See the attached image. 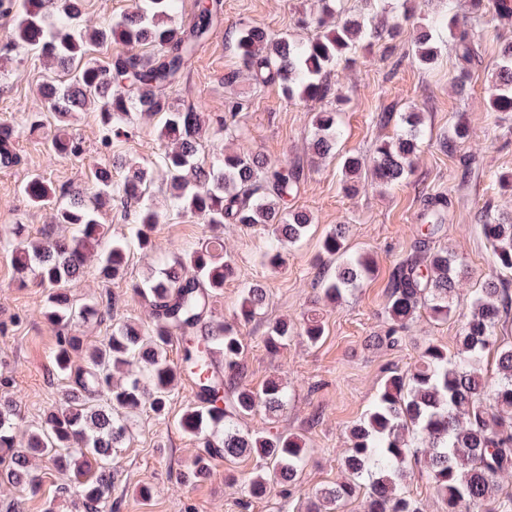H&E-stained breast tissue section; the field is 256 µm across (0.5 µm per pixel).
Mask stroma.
I'll return each mask as SVG.
<instances>
[{"label": "stroma", "mask_w": 512, "mask_h": 512, "mask_svg": "<svg viewBox=\"0 0 512 512\" xmlns=\"http://www.w3.org/2000/svg\"><path fill=\"white\" fill-rule=\"evenodd\" d=\"M444 8V0H415L409 20L402 22L394 39L359 42L349 61L330 75L339 99L291 102L278 87L258 86L241 75L237 48L241 31L260 26L273 33L301 40L311 38L319 14L318 0H222V8L207 40L197 47L189 67L169 91L182 106L205 103L208 112L223 111L227 102H239L237 129L225 135L204 127L199 157L204 164L221 158L224 150L243 149L273 161L301 162L304 177L291 209L310 213L313 222L306 235L284 250V261L271 268L263 261L267 234L259 227L227 224L220 228L224 249L231 256L234 275L225 281L211 303L213 320L235 322L245 285L258 282L267 291L263 309L250 322L239 325L247 349L241 359L245 383L260 387L276 378L288 385V406L277 415L259 410L242 418V431L267 427L304 438L307 463L298 475V492L283 495L272 490L262 500L249 499L244 482L255 462L214 460L207 479L184 484L178 479L191 463L200 443L179 427L183 410L195 395L177 384L166 418L133 414L122 448L109 462L114 477L111 498L100 512H304L305 492L342 480L340 461L348 446V430L372 406L386 376L414 364L426 343L457 350V336L471 312V298L491 270V247L482 234L480 211L512 213V194L496 183L495 174L512 171V113L490 109L485 87L499 59V51L512 40V21H484L473 28L480 57L472 67L466 94H458L452 77L459 67L452 39L438 46L435 63L420 68L409 55L420 28ZM236 83H227L231 72ZM50 74L49 63L36 60L27 48L14 52L0 71V125L18 128L13 166L0 167V376L9 377L10 390L21 401L23 426H40L47 408L58 401L72 382L55 368L52 355L57 330L42 315L46 292L36 283L20 285L11 263V229L21 224L28 236L53 240L67 236L68 227L54 223L48 208L31 207L21 188L38 175L63 189L93 190L88 157L111 163L114 157L133 158L154 165L162 151L157 120L138 118L126 136L104 144L96 105L75 112L71 133L79 138L81 157L50 159L47 143L56 132V120L40 97L39 88ZM333 110L338 114L341 138L335 156L313 160L309 143L314 131L311 115ZM406 112L420 113L423 137L413 173L402 184L384 188L370 175H362L357 195L342 188L341 166L352 152L372 157L376 146L390 139L397 120ZM35 131H28V123ZM465 123L469 136L455 150L443 141L457 123ZM170 190L161 170L153 172L150 195L165 213L153 234L155 249L131 253L124 274L103 282L93 272L68 283L66 292L77 304L109 306L107 321L92 317L73 322L68 331L94 344L107 336L114 324L147 327L150 308L133 291L135 283L157 273L171 244L196 245L212 230L196 217L169 209ZM448 198V222L433 240V248L455 252L469 274L452 296V315L435 320L420 310L395 346L367 345L370 336H382L390 326L386 314L389 276L396 264L418 244L419 215L425 198ZM347 227L348 253H366L376 269L360 288L340 303L326 302L320 282L334 271L321 250L323 239L335 225ZM318 316L325 327L315 345L292 337L285 349L271 353L264 344L269 323L301 321ZM42 476L37 493L8 484L0 485V512H76V483L58 492L60 476L44 461H35ZM150 488L142 499L141 488Z\"/></svg>", "instance_id": "1"}]
</instances>
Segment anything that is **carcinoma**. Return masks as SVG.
<instances>
[{
  "instance_id": "carcinoma-1",
  "label": "carcinoma",
  "mask_w": 512,
  "mask_h": 512,
  "mask_svg": "<svg viewBox=\"0 0 512 512\" xmlns=\"http://www.w3.org/2000/svg\"><path fill=\"white\" fill-rule=\"evenodd\" d=\"M336 2L321 0L317 25L322 32L306 42L276 37L260 27L241 32L237 48L252 80L261 85L279 83L290 101L330 96L331 69L372 29L368 19L346 17L324 31L336 16ZM181 5L182 0H139L135 11L90 30L81 24L82 0H0V13L15 17L12 35L0 42V60L29 47L64 69L77 63L70 83L50 78L40 88L58 122V132L48 143V152L55 158L84 154L82 142L67 132V126L72 113L91 101L98 106L107 143L138 115L162 116L159 139L169 146L158 164L166 172L174 210L199 217L211 227H220L226 220L263 227L270 236L265 257L276 267L283 261L285 246L299 241L311 224L307 213L281 208L297 192L304 168L234 152L224 153L208 168L200 162L198 139L204 113L175 105L167 90L191 63L196 46L210 35L219 2L195 4L196 11L183 28L169 24ZM470 6L476 21L490 13L512 19V0H470ZM441 30L453 36L458 57L469 63L478 57L472 29L457 23L454 0H448V13L421 28L415 39L411 52L416 63L427 67L435 62ZM116 40L129 46L149 44L157 53L118 55L105 65L86 61L90 46ZM487 97L494 111L512 112V42L501 48ZM238 108L226 104L213 120L227 132L235 127ZM313 127V152L325 157L341 136L336 113H315ZM14 137L13 128L0 127V165L17 162L16 154L1 148ZM420 143V113L407 112L396 134L374 151L372 177L387 188L402 182ZM89 164L96 191L88 201L82 192L70 191L69 202L61 204L56 188L39 177L23 187L30 205L53 206L54 222L69 226L70 237L43 241L25 235L21 226L13 232L14 265L48 289L44 314L54 326H66L88 314L100 315L98 307L71 301L61 292L63 285L84 272L92 256L99 279L107 282L119 277L131 252L151 250L152 233L162 220L146 199L150 182L146 165L123 157L108 166L94 160ZM365 166L366 160L359 156L344 158L347 194L357 192V175ZM117 167L125 172L120 182L112 179V169ZM119 199L135 204L134 219L130 236L114 239L99 212ZM420 219L425 226L423 245L392 270L386 305L391 326L387 335L371 337L377 344H398L397 333L422 308L437 320L450 317L451 296L467 274L454 252L428 245L447 222V202L428 199ZM482 221L493 267L460 327L457 352L452 355L429 342L408 370L390 372L372 408L349 430V448L341 461L344 479L307 493L305 512H337L360 496L366 499V512H422L419 503L402 491L413 461L424 464L430 473L441 512H471L494 497L496 476L512 470V345L498 342L502 312L512 302L503 280L504 274L512 273V215L487 208ZM344 238L345 225L338 224L322 245L324 254L339 259L334 274L321 281L324 298L333 303L373 273L369 255H345ZM233 273V261L217 238L196 247L176 246L172 261L158 276L134 286L152 311L146 330L119 324L110 336L91 346L78 336L60 335L53 361L59 372L73 377L74 387L48 409L44 425L29 430L24 448L15 444L17 401L0 398V481L38 491L42 480L28 467L29 457L37 455L57 471L73 474L81 487L84 512H97L112 493L107 465L128 433V411L147 407L157 418L166 416L172 390L186 372L198 382L199 401L183 411L180 427L201 439L202 448L182 477L191 482L205 477L210 460L216 457H254L261 472L246 485L249 497L261 499L274 486L285 494L296 488L307 458L305 440L270 429L243 432L238 426L242 417L258 409L270 414L285 409L288 389L274 379L259 388L241 382L243 339L234 325L214 326L208 321L212 294L224 288ZM265 300L263 285L244 286L238 319L252 320ZM323 335V324L314 319L299 326L277 320L268 325L264 342L270 352L278 353L293 336L315 344ZM175 340L182 342L184 351L178 365L167 357ZM491 350L496 353L497 373L488 378L481 364ZM81 351L90 362L88 371L74 365L73 357ZM138 360L144 363L141 373L122 383L113 381L115 372Z\"/></svg>"
}]
</instances>
